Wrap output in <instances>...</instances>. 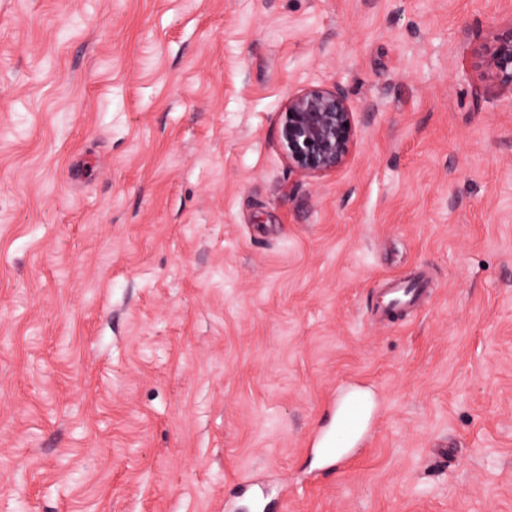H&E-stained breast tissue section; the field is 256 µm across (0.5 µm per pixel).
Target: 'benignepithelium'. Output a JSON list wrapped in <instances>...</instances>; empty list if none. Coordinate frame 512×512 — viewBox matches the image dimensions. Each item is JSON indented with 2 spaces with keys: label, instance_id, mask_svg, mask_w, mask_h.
<instances>
[{
  "label": "benign epithelium",
  "instance_id": "1",
  "mask_svg": "<svg viewBox=\"0 0 512 512\" xmlns=\"http://www.w3.org/2000/svg\"><path fill=\"white\" fill-rule=\"evenodd\" d=\"M484 76L512 85V27L496 35L484 57ZM279 144L288 166L301 174L341 167L354 147L353 109L338 85H309L288 97Z\"/></svg>",
  "mask_w": 512,
  "mask_h": 512
}]
</instances>
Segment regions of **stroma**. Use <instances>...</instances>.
I'll list each match as a JSON object with an SVG mask.
<instances>
[{
	"instance_id": "1",
	"label": "stroma",
	"mask_w": 512,
	"mask_h": 512,
	"mask_svg": "<svg viewBox=\"0 0 512 512\" xmlns=\"http://www.w3.org/2000/svg\"><path fill=\"white\" fill-rule=\"evenodd\" d=\"M512 0H0V512H512ZM355 148L302 175L289 94ZM425 271L414 317L371 320ZM371 432L310 436L354 382ZM484 76L512 85V27L497 34L484 57ZM353 114L338 84L309 85L290 95L281 113L278 135L288 166L313 175L341 167L354 147Z\"/></svg>"
}]
</instances>
